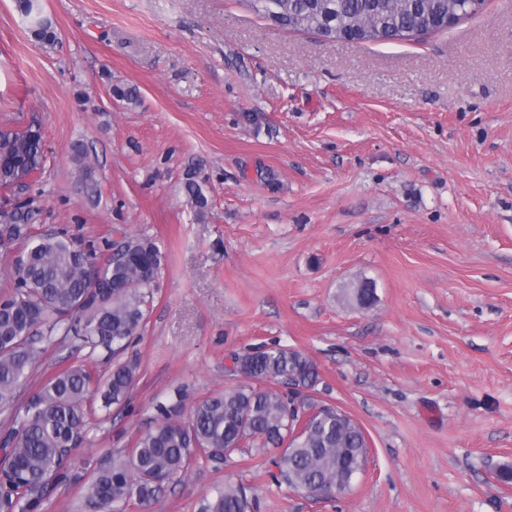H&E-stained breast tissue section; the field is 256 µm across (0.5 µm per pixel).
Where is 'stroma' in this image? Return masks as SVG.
Wrapping results in <instances>:
<instances>
[{
  "instance_id": "obj_1",
  "label": "stroma",
  "mask_w": 512,
  "mask_h": 512,
  "mask_svg": "<svg viewBox=\"0 0 512 512\" xmlns=\"http://www.w3.org/2000/svg\"><path fill=\"white\" fill-rule=\"evenodd\" d=\"M57 38L0 0V130L40 128L46 162L0 206L40 233L152 239L164 266L123 352L125 406L96 411L79 481L44 512H89L84 486L155 425L235 386L232 358L302 352L318 403L364 430L350 491L277 486L268 448L193 459L158 499L122 512H198L227 483L254 512H512V0L407 41L332 42L270 26L244 0H40ZM137 88L128 102L116 92ZM98 181L87 192L75 151ZM194 171L208 200L184 190ZM377 299L355 306L361 278ZM31 397L103 349L43 337Z\"/></svg>"
}]
</instances>
